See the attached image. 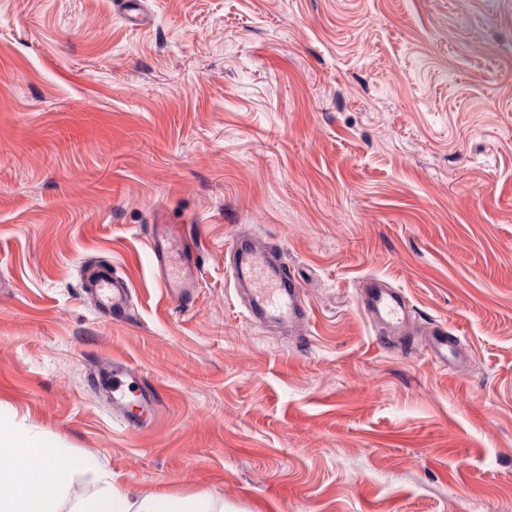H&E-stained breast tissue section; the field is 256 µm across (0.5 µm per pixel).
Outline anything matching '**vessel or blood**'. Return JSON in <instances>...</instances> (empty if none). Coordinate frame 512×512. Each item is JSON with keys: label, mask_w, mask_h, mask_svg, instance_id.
I'll return each mask as SVG.
<instances>
[{"label": "vessel or blood", "mask_w": 512, "mask_h": 512, "mask_svg": "<svg viewBox=\"0 0 512 512\" xmlns=\"http://www.w3.org/2000/svg\"><path fill=\"white\" fill-rule=\"evenodd\" d=\"M121 16L133 26L151 23L143 0H115ZM152 253L159 268L164 288L169 295L191 300L200 273L199 250L194 235L182 224L156 225L152 237ZM233 283L249 294V319L271 317L291 326L306 324L310 306L300 283L285 272L263 249L252 242L250 235L235 237L232 245ZM81 288L93 302L98 313L111 318L126 315L131 297L127 279L114 275L109 266L88 270ZM362 308L377 329L389 334L406 331L410 324V306L399 289L384 280L372 277L359 288ZM421 349L438 367L452 369L461 362L458 340L446 327L428 331ZM135 370L119 361L102 365L93 376V383L108 393L112 408L130 427L138 428L155 407L151 391H135Z\"/></svg>", "instance_id": "1"}]
</instances>
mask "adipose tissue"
Instances as JSON below:
<instances>
[{"instance_id": "obj_1", "label": "adipose tissue", "mask_w": 512, "mask_h": 512, "mask_svg": "<svg viewBox=\"0 0 512 512\" xmlns=\"http://www.w3.org/2000/svg\"><path fill=\"white\" fill-rule=\"evenodd\" d=\"M60 449L43 447L9 425H0V512H62L74 469L60 467ZM69 512H216L207 494L148 493L132 499L119 493L104 471L94 492Z\"/></svg>"}]
</instances>
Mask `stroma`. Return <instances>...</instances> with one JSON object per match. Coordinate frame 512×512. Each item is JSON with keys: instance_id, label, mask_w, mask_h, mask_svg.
Masks as SVG:
<instances>
[{"instance_id": "stroma-1", "label": "stroma", "mask_w": 512, "mask_h": 512, "mask_svg": "<svg viewBox=\"0 0 512 512\" xmlns=\"http://www.w3.org/2000/svg\"><path fill=\"white\" fill-rule=\"evenodd\" d=\"M0 0V420L64 449L71 493L225 512H512V0ZM201 274L168 297L157 216ZM251 233L302 284V339L246 319ZM104 261L124 320L80 284ZM406 295V352L357 289ZM439 323L464 362L435 366ZM136 367L156 419L90 381ZM114 4L128 24L137 27L150 26L151 17L145 9L143 0H115ZM94 492L78 499L69 512H222L214 507L208 494L176 495L148 493L136 499L119 493L112 486V476L98 471Z\"/></svg>"}]
</instances>
